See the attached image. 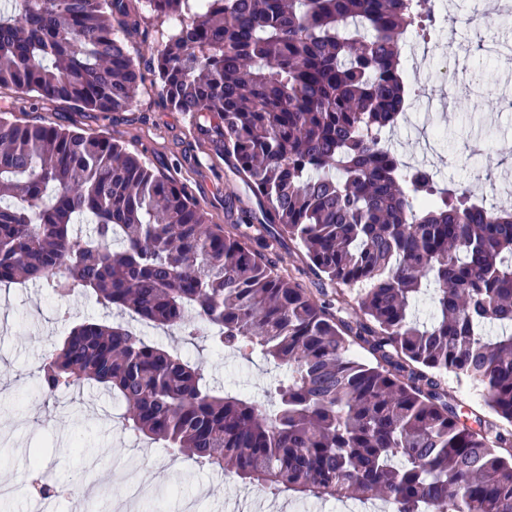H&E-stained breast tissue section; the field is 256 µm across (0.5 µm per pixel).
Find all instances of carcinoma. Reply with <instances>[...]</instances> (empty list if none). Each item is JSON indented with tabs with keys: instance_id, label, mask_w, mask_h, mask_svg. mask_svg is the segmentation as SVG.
<instances>
[{
	"instance_id": "cac0c4a2",
	"label": "carcinoma",
	"mask_w": 512,
	"mask_h": 512,
	"mask_svg": "<svg viewBox=\"0 0 512 512\" xmlns=\"http://www.w3.org/2000/svg\"><path fill=\"white\" fill-rule=\"evenodd\" d=\"M184 20L155 57L259 213L214 224L187 188L104 133L0 112V285L39 283L280 369L264 406L128 323L74 326L38 370L46 397L95 383L126 427L201 467L302 499L393 512H512V208L402 163V40L430 0H147ZM127 0L0 10V88L71 112H122L139 71ZM298 244L312 293L253 247ZM358 288V311L344 289ZM431 294L428 323L413 312ZM501 332L491 336L486 327ZM482 387L474 424L448 375Z\"/></svg>"
}]
</instances>
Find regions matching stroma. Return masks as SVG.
Instances as JSON below:
<instances>
[{
  "instance_id": "stroma-1",
  "label": "stroma",
  "mask_w": 512,
  "mask_h": 512,
  "mask_svg": "<svg viewBox=\"0 0 512 512\" xmlns=\"http://www.w3.org/2000/svg\"><path fill=\"white\" fill-rule=\"evenodd\" d=\"M447 2L442 36L427 42L411 33L405 38V78L419 83L424 95L390 132L389 145L404 161L437 168L443 181L477 188L491 203H512V57L489 49L493 43L512 44V10L506 0ZM129 5L138 27L126 43L142 73L130 110L71 112L9 88L0 89V105L12 104L15 116L30 122L107 134L184 184L213 223L227 221L226 188L236 189L239 208H255L231 163L206 151L189 116L170 107L150 55L161 42V24L143 0ZM264 242L269 260L302 270L306 287L316 288L317 278L295 242L272 230ZM106 316L90 297H55L35 283L0 286V485L19 486L38 469L64 490L76 476L98 470L103 477L87 495L85 512H107L119 504L126 512H177L187 500L194 501L195 512H342L344 501L264 491L185 456L167 463L161 445L125 428L120 403L99 386L85 383L48 400L39 396L36 377L45 354L74 324ZM144 336L203 363L212 386L231 381L258 401L279 374L272 365L211 349L202 340L183 342L174 330L149 326ZM130 464L137 466L145 493L127 505L113 475Z\"/></svg>"
}]
</instances>
